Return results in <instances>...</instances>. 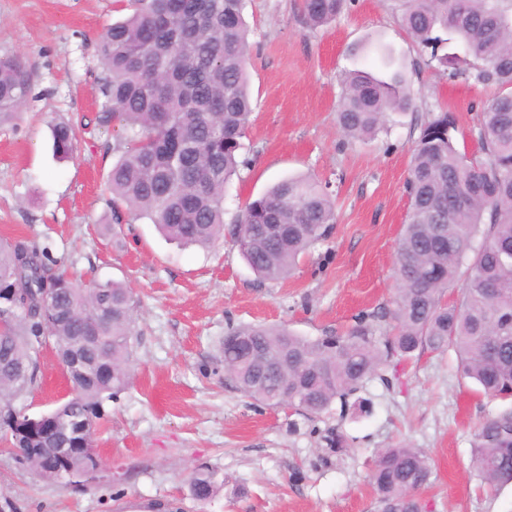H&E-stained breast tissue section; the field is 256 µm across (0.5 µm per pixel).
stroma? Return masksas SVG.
<instances>
[{
  "label": "stroma",
  "instance_id": "35a3bbf8",
  "mask_svg": "<svg viewBox=\"0 0 512 512\" xmlns=\"http://www.w3.org/2000/svg\"><path fill=\"white\" fill-rule=\"evenodd\" d=\"M123 15L118 0H0V55L20 56L32 82L27 105L0 127V238L35 240L82 279L126 282L140 313L131 384L104 405L98 469L77 485L45 481L0 440V512H161L170 503L178 512H376L373 463L399 444L431 460L425 512H512V483L487 487L471 447L479 424L506 403L461 378L454 351L425 352L367 381L368 414L335 405L310 420L245 396L218 361L233 326L284 324L315 338L389 307L419 126L451 110L474 146L471 129L493 89L427 66L397 0H353L315 30L296 0H250L253 123L247 164L224 191V221L290 176L313 175L336 196L332 234L290 278L262 283L231 238L184 249L146 220L113 229L108 174L122 130L95 121L104 76L97 45ZM388 68L404 71L412 108L373 138L346 140L336 121L340 74ZM70 118L80 121L76 149L60 160L51 127ZM67 393L53 349L43 350L26 413H45ZM338 434L339 451L329 444ZM202 464L224 480L206 502L188 485Z\"/></svg>",
  "mask_w": 512,
  "mask_h": 512
}]
</instances>
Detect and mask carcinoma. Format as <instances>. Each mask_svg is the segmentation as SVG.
Instances as JSON below:
<instances>
[{"mask_svg":"<svg viewBox=\"0 0 512 512\" xmlns=\"http://www.w3.org/2000/svg\"><path fill=\"white\" fill-rule=\"evenodd\" d=\"M134 12L100 39L106 72L97 122L117 120L124 135L108 176L113 202L131 219H147L183 247L207 248L224 238V188L244 165L253 114L247 65L251 50L244 12L248 0H134ZM346 0H298L313 28L341 13ZM406 32L448 79L473 80L497 93L475 127L476 153L455 145L458 118L433 114L411 147L405 190L406 224L399 237L392 308L357 318L344 333L309 339L285 326L231 327L221 346L225 378L262 404L288 406L307 418L349 405L363 384L385 379L394 360L453 348L460 373L489 397L512 399V0H402ZM463 54H437L440 44ZM337 120L348 140L385 129L389 117L413 105L396 70L378 76L355 70L341 80ZM31 95L29 73L14 55L0 56V124ZM57 155H73L75 125L52 129ZM336 224L329 184L290 177L248 200L230 230L262 280L286 278L300 254L327 239ZM449 291L456 298L444 300ZM138 300L128 286L107 280L91 287L50 265L47 248L31 239L0 241V431L19 461L37 476L56 471L40 455L41 434L73 428V455L57 478L83 474L105 417L104 404L131 383ZM53 345L71 380L70 397L34 420L16 402L37 384L42 349ZM288 365L261 376L252 349ZM87 369L71 366L75 349ZM473 461L489 484L512 481V407L483 420ZM432 466L419 448L384 449L370 473L377 512H423L420 494ZM218 474L196 468L191 495L210 500Z\"/></svg>","mask_w":512,"mask_h":512,"instance_id":"1","label":"carcinoma"}]
</instances>
